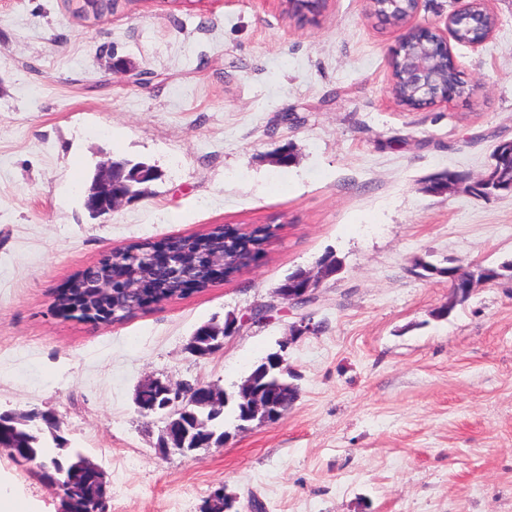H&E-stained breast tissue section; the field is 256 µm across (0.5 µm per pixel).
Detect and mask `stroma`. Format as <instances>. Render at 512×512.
I'll list each match as a JSON object with an SVG mask.
<instances>
[{
	"label": "stroma",
	"instance_id": "1",
	"mask_svg": "<svg viewBox=\"0 0 512 512\" xmlns=\"http://www.w3.org/2000/svg\"><path fill=\"white\" fill-rule=\"evenodd\" d=\"M366 3L292 19L276 0H117L99 16L82 0H0V410L55 413L104 469L109 512H200L221 487L238 512H512V278L441 318L447 278L415 267L512 260L511 194L426 189L449 170L476 180L512 140V0H491L483 45H451L469 97L417 110L390 92L400 32ZM118 158L160 176L91 218L94 169ZM224 224L277 231L229 280L122 322L54 315L59 288L105 255ZM330 254L343 269L310 307L321 330L288 350L287 414L157 455L136 387L231 389L298 310L205 358L189 337ZM36 470L0 453V480L61 512Z\"/></svg>",
	"mask_w": 512,
	"mask_h": 512
}]
</instances>
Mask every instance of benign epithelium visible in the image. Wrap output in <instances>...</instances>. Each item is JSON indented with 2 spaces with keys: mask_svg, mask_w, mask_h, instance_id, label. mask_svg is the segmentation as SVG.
Returning <instances> with one entry per match:
<instances>
[{
  "mask_svg": "<svg viewBox=\"0 0 512 512\" xmlns=\"http://www.w3.org/2000/svg\"><path fill=\"white\" fill-rule=\"evenodd\" d=\"M474 15L475 0H464L463 9L448 15L447 32L453 33L456 22ZM421 30L434 35L437 51L424 49L417 54L406 55V69L423 105L446 103L457 98V95L438 88L437 73L441 64L449 62L455 67L457 62L448 44V37L444 33L428 24H406L402 26L398 42L391 50V57L401 54L411 36ZM146 181L148 178L142 175L134 183L126 174L124 165L106 162L102 166V174L97 176L85 196L84 206L97 216L109 213L138 193L136 184ZM184 252L183 242L174 240L125 254L129 275L128 284L122 289L114 286L111 270L99 263L92 266L89 273L80 272L78 282L89 295L110 304L112 314L103 318V321L118 323L139 308V297L145 281L153 277L159 266L167 271L170 282L179 287L185 295L196 290L198 282L203 279L209 286L226 280L224 272L228 266L242 267L252 261L250 257L241 258L231 254L221 243H216L208 249L201 267L187 261ZM338 268L339 262L335 261L322 265L318 275L303 272L298 278L289 281L288 287L277 289L276 298L292 308L304 309L316 301L321 279L335 274ZM474 287L473 279L457 278L448 307H453L458 300L469 296ZM235 330V320L232 318L225 320L222 327L207 324L203 332L193 334L187 349L190 353L200 356L216 353L224 348V338L235 333ZM318 330L319 325L314 323L310 314L300 315L299 320L292 326L290 337L280 341L279 351L269 354L262 360L263 370L268 374L285 377L287 370L283 368L284 353L288 352L291 340L308 336ZM286 387L289 389L290 397L284 399L258 387L252 377L246 378L238 389L230 394L224 389L200 381L174 382L168 378L153 377L137 389L135 403L139 412L154 416L156 423L160 424L161 443L158 451L164 456H187L202 448H222L229 437L226 431L217 434L206 429L204 424L196 422L190 425L187 420L198 418L200 413L211 420L222 415L225 408L231 404L237 403L244 408L243 416L238 419L237 428L245 429L248 423L255 420L261 424H274L283 417L285 409L296 398V387L290 383L286 384ZM33 421L36 422L38 430L41 431L46 426L52 436L62 438L60 426L52 416L0 411V428L15 423L29 424ZM66 481L73 489L82 487L91 492L96 499L106 501L108 485L105 474L91 459L81 457L78 464L68 472Z\"/></svg>",
  "mask_w": 512,
  "mask_h": 512,
  "instance_id": "obj_1",
  "label": "benign epithelium"
}]
</instances>
